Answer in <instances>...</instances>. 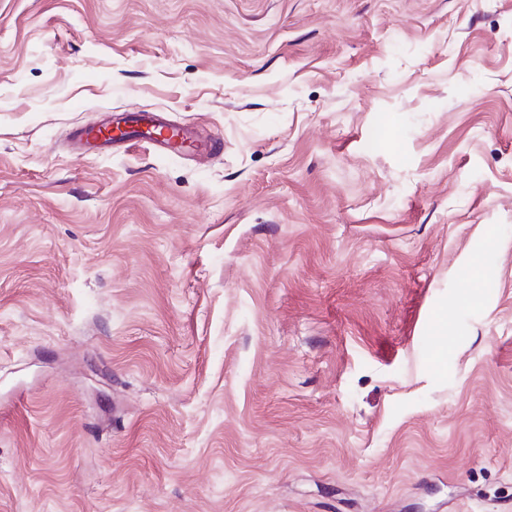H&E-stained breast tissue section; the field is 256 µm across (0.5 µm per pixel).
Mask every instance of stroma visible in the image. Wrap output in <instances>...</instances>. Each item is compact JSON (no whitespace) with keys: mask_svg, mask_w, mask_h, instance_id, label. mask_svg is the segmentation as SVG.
<instances>
[{"mask_svg":"<svg viewBox=\"0 0 512 512\" xmlns=\"http://www.w3.org/2000/svg\"><path fill=\"white\" fill-rule=\"evenodd\" d=\"M0 512H512V0H0ZM143 122V125L137 129L138 122ZM135 126L126 128L125 136L122 139L123 142H129V145H134L140 141H151L156 147L162 148L166 151H182L189 153L201 154L208 150V147L197 141L188 129L185 127L173 128L178 140H163L152 137L150 131L157 128L158 126H167V124L149 119L145 116L138 117L137 119H131ZM145 128V129H144ZM111 126H102L97 129H79L75 132V138L82 148L105 149L112 148V135L109 133Z\"/></svg>","mask_w":512,"mask_h":512,"instance_id":"obj_1","label":"stroma"}]
</instances>
